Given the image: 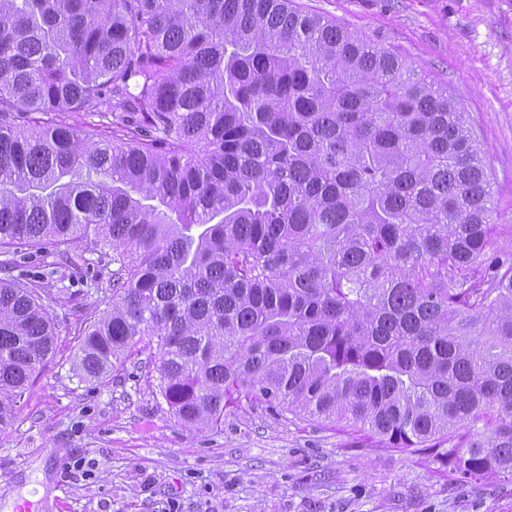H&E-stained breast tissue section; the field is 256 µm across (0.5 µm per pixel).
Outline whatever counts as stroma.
Here are the masks:
<instances>
[{"instance_id":"1","label":"stroma","mask_w":512,"mask_h":512,"mask_svg":"<svg viewBox=\"0 0 512 512\" xmlns=\"http://www.w3.org/2000/svg\"><path fill=\"white\" fill-rule=\"evenodd\" d=\"M397 48L478 124L498 221L512 225V0H301ZM58 290L55 247L21 248L12 276L49 294L56 354L0 431V512H512V476L461 481L424 458L354 447L349 428L228 405L222 431L179 422L156 395L152 348L97 382L73 371L87 312L112 303L113 265Z\"/></svg>"}]
</instances>
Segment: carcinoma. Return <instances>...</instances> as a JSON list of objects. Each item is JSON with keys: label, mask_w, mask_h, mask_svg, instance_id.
I'll use <instances>...</instances> for the list:
<instances>
[{"label": "carcinoma", "mask_w": 512, "mask_h": 512, "mask_svg": "<svg viewBox=\"0 0 512 512\" xmlns=\"http://www.w3.org/2000/svg\"><path fill=\"white\" fill-rule=\"evenodd\" d=\"M485 155L448 88L293 0H0V254L112 255L74 369L148 341L195 429L261 403L512 475V225ZM56 340L0 278V429Z\"/></svg>", "instance_id": "cac0c4a2"}]
</instances>
